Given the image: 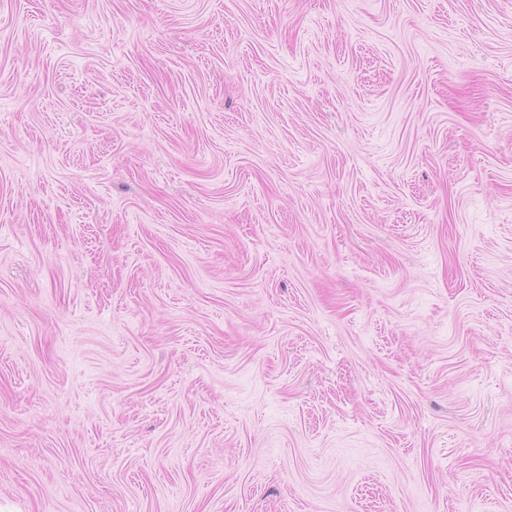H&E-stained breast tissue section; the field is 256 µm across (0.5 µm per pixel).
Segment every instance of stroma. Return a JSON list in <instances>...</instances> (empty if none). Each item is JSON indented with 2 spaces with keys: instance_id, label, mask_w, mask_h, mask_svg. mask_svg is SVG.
I'll use <instances>...</instances> for the list:
<instances>
[{
  "instance_id": "obj_1",
  "label": "stroma",
  "mask_w": 512,
  "mask_h": 512,
  "mask_svg": "<svg viewBox=\"0 0 512 512\" xmlns=\"http://www.w3.org/2000/svg\"><path fill=\"white\" fill-rule=\"evenodd\" d=\"M0 512H512V0H0Z\"/></svg>"
}]
</instances>
